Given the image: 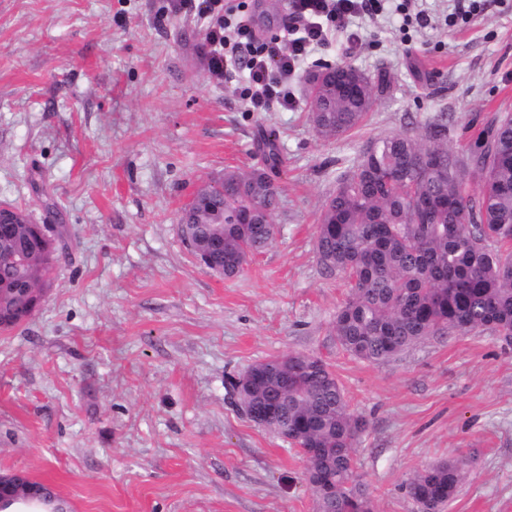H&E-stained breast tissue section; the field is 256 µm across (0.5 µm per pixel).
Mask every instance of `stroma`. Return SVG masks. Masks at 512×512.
Returning <instances> with one entry per match:
<instances>
[{"instance_id": "35a3bbf8", "label": "stroma", "mask_w": 512, "mask_h": 512, "mask_svg": "<svg viewBox=\"0 0 512 512\" xmlns=\"http://www.w3.org/2000/svg\"><path fill=\"white\" fill-rule=\"evenodd\" d=\"M258 38L285 32L288 0H247ZM408 0L356 21L307 70L349 64L391 89L361 129L319 139L302 101L246 111L209 72L207 19L175 0H0V205L63 224L67 247L44 301L0 332V474L24 470L66 512H316L306 462L251 422L227 380L289 353L322 358L368 428L357 472L374 512H419L422 466L475 458L446 512H512V339L433 336L372 364L336 343L348 293L325 276L318 217L375 138L448 117L465 153L512 113V0ZM284 166L276 236L243 272L200 266L177 221L205 181Z\"/></svg>"}]
</instances>
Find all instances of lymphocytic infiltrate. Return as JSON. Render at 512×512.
I'll return each mask as SVG.
<instances>
[{"label":"lymphocytic infiltrate","mask_w":512,"mask_h":512,"mask_svg":"<svg viewBox=\"0 0 512 512\" xmlns=\"http://www.w3.org/2000/svg\"><path fill=\"white\" fill-rule=\"evenodd\" d=\"M385 0H290L287 45L277 39L256 42L250 18L234 13L227 0H200L209 17L208 67L223 77L239 72V97L248 111L291 110L297 105L291 84L313 52L327 46L336 32L355 41L349 25L367 13H379Z\"/></svg>","instance_id":"f902f5d3"}]
</instances>
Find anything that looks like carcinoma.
I'll return each mask as SVG.
<instances>
[{
  "label": "carcinoma",
  "mask_w": 512,
  "mask_h": 512,
  "mask_svg": "<svg viewBox=\"0 0 512 512\" xmlns=\"http://www.w3.org/2000/svg\"><path fill=\"white\" fill-rule=\"evenodd\" d=\"M307 76V105L316 134L335 139L366 120L387 75L367 76L349 65ZM354 86L351 91L341 88ZM477 137L468 156L448 147V125L430 122L370 142L340 176L318 218L316 255L323 273L342 275L349 293L336 313L340 347L369 362L386 361L430 336L482 331L512 336V114L498 117ZM272 168L283 161L274 133L262 141ZM478 180L472 193L469 178ZM278 189L266 172H226L202 184L186 212L181 237L224 240L211 253L224 276L243 271L247 259L273 240ZM0 232V328L8 331L33 315L15 291L23 277L22 255L46 278L68 234L58 225L47 250L28 236ZM253 390L244 404L272 408L269 429L287 431L317 449L307 460L311 488L336 487L323 512H365L372 500L354 454L367 423L349 408L336 375L320 358L278 356L249 367ZM472 458L425 467L407 485L409 496L434 512L454 499Z\"/></svg>",
  "instance_id": "carcinoma-1"
}]
</instances>
